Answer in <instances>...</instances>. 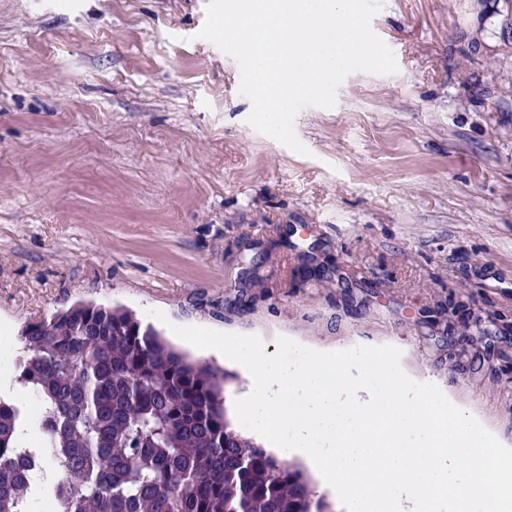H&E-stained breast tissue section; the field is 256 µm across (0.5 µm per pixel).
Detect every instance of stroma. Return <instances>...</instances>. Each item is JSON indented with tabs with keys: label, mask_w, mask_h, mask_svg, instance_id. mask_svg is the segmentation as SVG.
<instances>
[{
	"label": "stroma",
	"mask_w": 512,
	"mask_h": 512,
	"mask_svg": "<svg viewBox=\"0 0 512 512\" xmlns=\"http://www.w3.org/2000/svg\"><path fill=\"white\" fill-rule=\"evenodd\" d=\"M208 0H0V383L28 323L401 349L512 445V0H384L391 75L247 124Z\"/></svg>",
	"instance_id": "obj_1"
}]
</instances>
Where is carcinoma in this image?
<instances>
[{
  "mask_svg": "<svg viewBox=\"0 0 512 512\" xmlns=\"http://www.w3.org/2000/svg\"><path fill=\"white\" fill-rule=\"evenodd\" d=\"M0 395V512L71 497L59 512H331L306 473L232 428L233 379L123 307L80 303L26 324Z\"/></svg>",
  "mask_w": 512,
  "mask_h": 512,
  "instance_id": "obj_1",
  "label": "carcinoma"
}]
</instances>
